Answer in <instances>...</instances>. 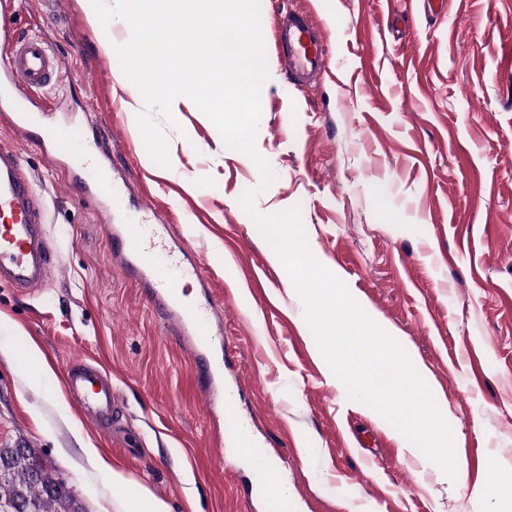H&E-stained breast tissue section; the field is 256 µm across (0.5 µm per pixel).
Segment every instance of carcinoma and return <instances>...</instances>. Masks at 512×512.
<instances>
[{
	"label": "carcinoma",
	"instance_id": "cac0c4a2",
	"mask_svg": "<svg viewBox=\"0 0 512 512\" xmlns=\"http://www.w3.org/2000/svg\"><path fill=\"white\" fill-rule=\"evenodd\" d=\"M0 512H85L57 472L37 450L0 446Z\"/></svg>",
	"mask_w": 512,
	"mask_h": 512
}]
</instances>
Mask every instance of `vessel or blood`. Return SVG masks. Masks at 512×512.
Segmentation results:
<instances>
[{"label": "vessel or blood", "mask_w": 512, "mask_h": 512, "mask_svg": "<svg viewBox=\"0 0 512 512\" xmlns=\"http://www.w3.org/2000/svg\"><path fill=\"white\" fill-rule=\"evenodd\" d=\"M276 56L291 84L304 87L324 74L329 66L330 46L321 35L320 24L309 12L288 9L275 22ZM0 41L8 51L0 59V112L11 115L14 130L30 138L28 111L36 103L30 93L58 82L64 64L54 50L36 37H19L4 5L0 4ZM70 183L85 203L111 208L115 184L88 182L73 171ZM113 255L123 275L147 291V300L161 319L167 335L181 338L198 369V393L206 404H214L223 375L210 364L218 330L204 321L196 300L187 298L173 276L176 268L199 276L186 245L167 247L159 234L144 224H108ZM53 250L46 231L42 203L24 171L20 155L0 146V280L25 295L39 293L52 273ZM64 385L79 411L95 428L109 425L116 414L117 393L111 374L96 361L80 359L67 367ZM258 463V496L269 500L271 512H288L287 498H272L270 477L274 466L268 456L253 450Z\"/></svg>", "instance_id": "vessel-or-blood-1"}]
</instances>
